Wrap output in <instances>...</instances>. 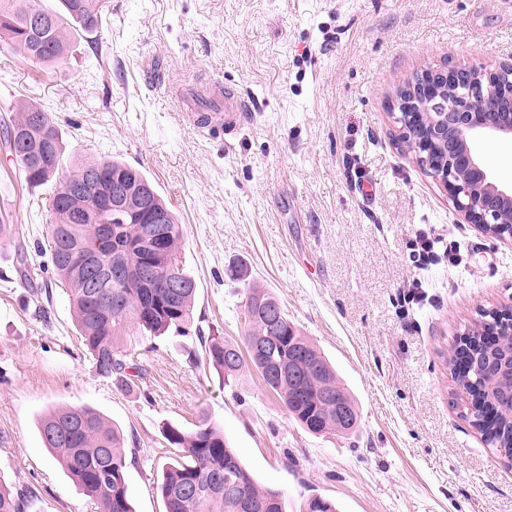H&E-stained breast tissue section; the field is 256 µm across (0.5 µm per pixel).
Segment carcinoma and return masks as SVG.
<instances>
[{
  "instance_id": "1",
  "label": "carcinoma",
  "mask_w": 512,
  "mask_h": 512,
  "mask_svg": "<svg viewBox=\"0 0 512 512\" xmlns=\"http://www.w3.org/2000/svg\"><path fill=\"white\" fill-rule=\"evenodd\" d=\"M48 8L41 0H0V45L30 61L53 66L69 56L83 34L98 31L105 0H59ZM3 137L27 185L50 182L56 189L48 205L54 221L48 226L47 248L52 272L68 288L79 340L91 355L96 372L120 386L129 383L127 338L187 335L192 324L196 282L181 260V226L173 211L145 175L122 160L84 161L66 170L59 127L37 103L18 105L4 121ZM122 175L126 205L112 214V177ZM160 216L167 232L162 252L141 245L137 232L145 219L141 209ZM83 220H74L75 212ZM96 253L101 267L112 269L121 258L118 277L101 280L80 271L84 253ZM280 309L269 322L265 312ZM244 345L212 337L204 359L227 383L236 382L253 367L265 385L281 399L288 414L318 435H348L358 420L337 426L336 400L353 413L357 405L339 381L336 370L313 342L288 319L279 299L253 283L243 305ZM499 320L480 314L468 329L465 364L449 360L455 379L470 397L471 425L485 442L512 461V400L488 371V362L502 357L505 337L497 334ZM271 348L261 358L251 355L252 343ZM302 354L298 378L274 382L264 370ZM236 360L230 362L228 357ZM43 443L99 512H132L125 479V438L100 413L89 407L62 406L39 422ZM164 438L178 458L163 470L158 489L165 512H285L284 494L260 486L224 438V430L203 418L192 430L169 424ZM252 508L243 507L241 498ZM28 492L11 490L0 477V512H26ZM305 512H337L321 496L309 498Z\"/></svg>"
}]
</instances>
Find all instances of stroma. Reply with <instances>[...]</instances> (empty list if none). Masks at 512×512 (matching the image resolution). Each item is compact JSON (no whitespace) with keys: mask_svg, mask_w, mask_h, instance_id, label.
<instances>
[{"mask_svg":"<svg viewBox=\"0 0 512 512\" xmlns=\"http://www.w3.org/2000/svg\"><path fill=\"white\" fill-rule=\"evenodd\" d=\"M512 57V0H110L96 42L47 68L0 49V114L37 100L64 162L140 169L182 228L197 283L188 335L134 340L129 386L96 373L66 288L39 253L51 186L30 188L0 146V475L29 512H95L38 421L88 406L126 438L134 512H164L162 428L212 419L286 512H512V463L470 425L448 359L480 310L512 305V239L460 223L407 148L390 104L415 73ZM247 102L237 131L183 117L212 81ZM429 233L447 256L414 262ZM26 261H19V248ZM281 301L359 409L350 436L313 434L254 369L225 384L195 367L202 337L239 339L245 285ZM427 298L403 304L412 279Z\"/></svg>","mask_w":512,"mask_h":512,"instance_id":"35a3bbf8","label":"stroma"}]
</instances>
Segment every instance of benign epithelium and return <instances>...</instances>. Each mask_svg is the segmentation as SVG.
<instances>
[{
    "label": "benign epithelium",
    "instance_id": "benign-epithelium-1",
    "mask_svg": "<svg viewBox=\"0 0 512 512\" xmlns=\"http://www.w3.org/2000/svg\"><path fill=\"white\" fill-rule=\"evenodd\" d=\"M486 66L427 69L409 81L395 117L413 140L416 160L448 192L458 217L495 237H512V184L499 182L473 148L478 139L512 141V92L498 93ZM143 245L163 243L154 225L139 230Z\"/></svg>",
    "mask_w": 512,
    "mask_h": 512
}]
</instances>
